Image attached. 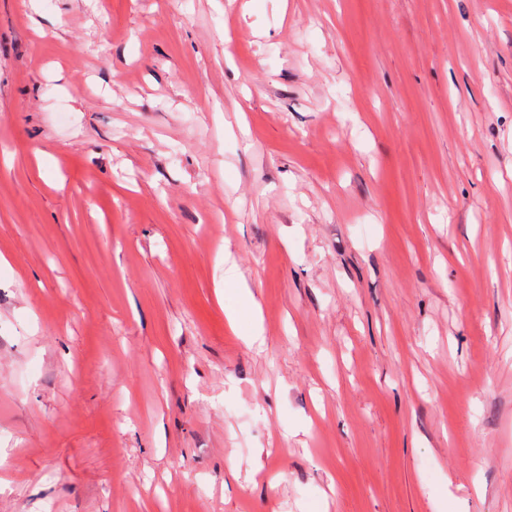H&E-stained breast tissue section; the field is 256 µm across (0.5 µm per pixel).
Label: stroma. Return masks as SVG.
I'll list each match as a JSON object with an SVG mask.
<instances>
[{
    "label": "stroma",
    "mask_w": 512,
    "mask_h": 512,
    "mask_svg": "<svg viewBox=\"0 0 512 512\" xmlns=\"http://www.w3.org/2000/svg\"><path fill=\"white\" fill-rule=\"evenodd\" d=\"M224 2L0 0V512H512V0Z\"/></svg>",
    "instance_id": "35a3bbf8"
}]
</instances>
